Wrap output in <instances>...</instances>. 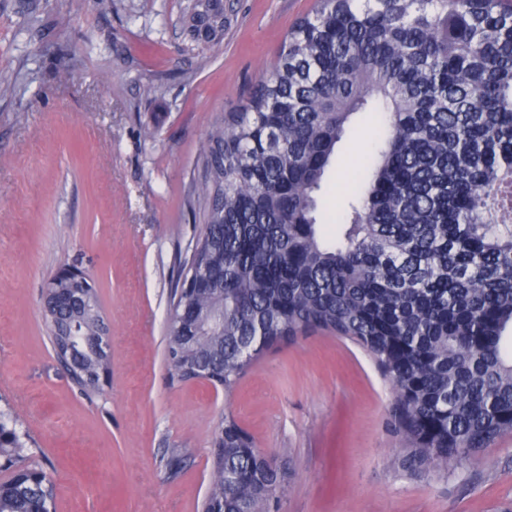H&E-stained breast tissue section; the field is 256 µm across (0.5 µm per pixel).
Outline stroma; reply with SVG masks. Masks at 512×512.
Returning a JSON list of instances; mask_svg holds the SVG:
<instances>
[{
    "label": "stroma",
    "instance_id": "35a3bbf8",
    "mask_svg": "<svg viewBox=\"0 0 512 512\" xmlns=\"http://www.w3.org/2000/svg\"><path fill=\"white\" fill-rule=\"evenodd\" d=\"M188 3L0 0V413L52 481L55 512H200L228 412L290 469L279 512H512V433L448 470L408 468L391 386L351 341L284 343L229 396L172 377L168 317L198 233L187 199L202 144L314 0H220L218 43L189 40ZM373 136L357 116L329 210ZM64 264L95 280L112 332L95 392L67 376L42 316Z\"/></svg>",
    "mask_w": 512,
    "mask_h": 512
}]
</instances>
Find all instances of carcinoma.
<instances>
[{
	"mask_svg": "<svg viewBox=\"0 0 512 512\" xmlns=\"http://www.w3.org/2000/svg\"><path fill=\"white\" fill-rule=\"evenodd\" d=\"M218 0H193L187 37L219 40ZM373 143L334 215L324 187L357 114ZM191 201L203 227L183 277L199 338L231 395L256 357L317 330L353 341L390 382L414 470L477 455L512 432V0H317L272 70L201 148ZM71 322L57 347L101 363ZM0 458L24 462L0 420ZM209 492L226 512H273L287 472L231 414ZM48 478L13 485L0 512H47Z\"/></svg>",
	"mask_w": 512,
	"mask_h": 512,
	"instance_id": "1",
	"label": "carcinoma"
}]
</instances>
